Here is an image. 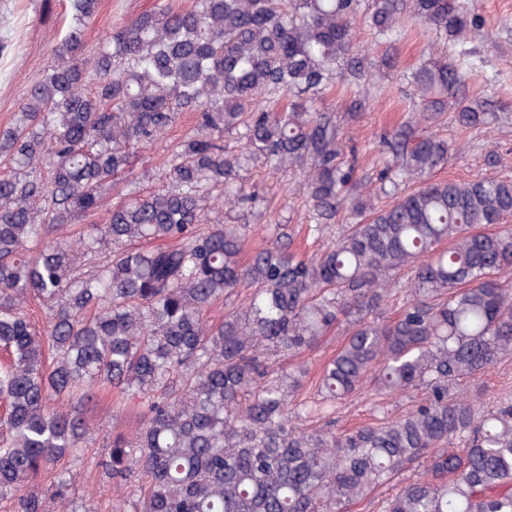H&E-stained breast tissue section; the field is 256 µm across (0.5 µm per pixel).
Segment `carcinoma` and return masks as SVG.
Instances as JSON below:
<instances>
[{
  "label": "carcinoma",
  "mask_w": 512,
  "mask_h": 512,
  "mask_svg": "<svg viewBox=\"0 0 512 512\" xmlns=\"http://www.w3.org/2000/svg\"><path fill=\"white\" fill-rule=\"evenodd\" d=\"M358 7L161 0L86 58L98 0H72L54 63L0 131V499L11 512H44L42 477L73 512L75 476L58 464L83 451L84 414L103 390L144 407L143 426L113 434L101 461L132 512H347L383 487V512H512V398L483 404L460 387L512 359V179L432 180L453 145L431 125L463 84L439 54L412 73L420 109L385 141L371 190L353 194L335 115L314 103L336 68L365 76ZM407 18L453 44L473 25L456 0H371L364 22L387 69ZM182 112L197 129L172 155L168 185L127 181L134 150ZM453 112L462 129L497 119L479 96ZM257 162L306 169L312 234L344 208L356 221L307 259L277 224L244 260L246 225L204 220L215 190L230 209L252 199L238 172ZM101 212L106 223L47 239ZM150 241L166 246L140 247ZM242 292L241 306L207 320ZM341 316L322 404L365 389L381 418L338 430L299 399L307 365L280 358L315 349ZM414 390L388 416L383 400Z\"/></svg>",
  "instance_id": "1"
}]
</instances>
